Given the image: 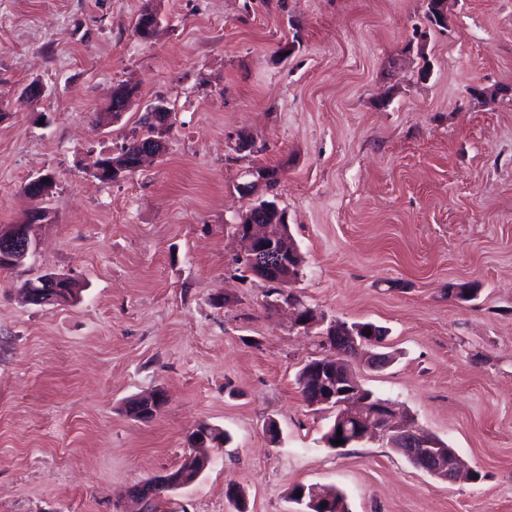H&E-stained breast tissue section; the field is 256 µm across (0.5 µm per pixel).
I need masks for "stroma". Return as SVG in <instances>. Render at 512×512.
<instances>
[{
    "instance_id": "stroma-1",
    "label": "stroma",
    "mask_w": 512,
    "mask_h": 512,
    "mask_svg": "<svg viewBox=\"0 0 512 512\" xmlns=\"http://www.w3.org/2000/svg\"><path fill=\"white\" fill-rule=\"evenodd\" d=\"M425 10L0 0V226L26 222L30 176L54 177L32 254L0 272V512H136L127 488L178 468L201 423L231 440L161 512H235L230 483L247 512H295L298 484L336 486L349 512H512V0H448L443 29ZM33 82L44 96L20 107ZM119 85L135 97L112 122ZM158 100L175 115L163 152L93 177ZM259 169L275 186L242 196ZM256 197L288 214L295 298L387 328L393 361L355 365L361 384L480 481H441L377 442L326 446L334 414L296 384L319 339L237 262L231 226ZM36 271L75 279L77 303L26 304ZM461 284L476 297L452 296ZM158 389L156 416L126 413Z\"/></svg>"
}]
</instances>
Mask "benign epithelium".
<instances>
[{"label":"benign epithelium","mask_w":512,"mask_h":512,"mask_svg":"<svg viewBox=\"0 0 512 512\" xmlns=\"http://www.w3.org/2000/svg\"><path fill=\"white\" fill-rule=\"evenodd\" d=\"M149 112L150 135L135 142L138 159L136 167H141L148 156H156L163 151L162 136L168 131L172 114L165 102L158 101L146 108ZM53 177L37 174L30 179L35 194L27 191L35 202V207L25 224L0 226V262L16 267L23 265L34 249L28 226L44 220L46 216L39 201L49 193ZM280 209L262 200L253 204L239 217V227L235 235L245 243L241 261L244 267L262 280L286 288L300 276V250L290 235L282 231ZM63 280L74 283L69 277L56 273H39L25 284L22 297L28 304H70L72 297L56 295L55 283ZM294 324L304 330H311L324 322L316 313L294 308ZM384 332L374 328H364L358 324H347L341 320L332 321L320 332L325 345L330 348L326 358L309 368L314 383L307 389L308 404L313 407L331 406L336 411L335 429L331 435L342 431L346 448L350 443L365 439L389 437L395 447L401 448L413 460L418 469L444 482H453L465 472V465L459 455L445 449L420 430L412 427L408 419H397L392 403L373 400L354 378L353 364L366 363L373 368H382L388 358L375 351L381 345L378 338ZM164 395L160 391L136 398L131 415L138 419L155 416L164 405ZM207 467L206 457L199 456L191 477L183 471H168L153 479L133 485L130 497L146 505L159 496H168L194 483Z\"/></svg>","instance_id":"7a95c632"}]
</instances>
